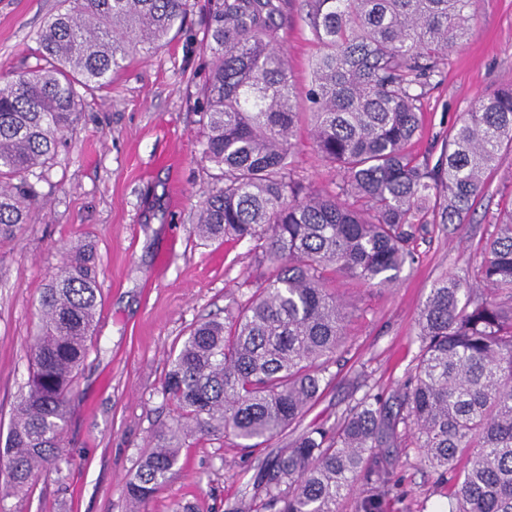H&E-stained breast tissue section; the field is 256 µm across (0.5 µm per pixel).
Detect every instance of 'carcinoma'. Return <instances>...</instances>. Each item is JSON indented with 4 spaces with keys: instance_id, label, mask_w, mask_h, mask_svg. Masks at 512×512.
<instances>
[{
    "instance_id": "obj_1",
    "label": "carcinoma",
    "mask_w": 512,
    "mask_h": 512,
    "mask_svg": "<svg viewBox=\"0 0 512 512\" xmlns=\"http://www.w3.org/2000/svg\"><path fill=\"white\" fill-rule=\"evenodd\" d=\"M475 0H208V70L198 91L201 160L222 185L198 204L194 232L253 244L271 265L224 320L205 318L170 361L163 395L177 415L158 427L125 484L137 506L180 461L181 438L232 436L255 450L297 424L328 386L352 313L331 276L392 286L414 261L413 228L430 212L464 224L484 173L512 148V87L480 98L448 133L435 164L405 145L419 128L428 81L467 35ZM305 12L316 53L299 96L277 18ZM190 0H62L39 35L42 67L0 77V236L28 223V176L54 156L81 96L124 62L162 47ZM307 116L335 190H304L292 157ZM92 244L67 249L40 299L28 389L5 442L9 480L29 490L61 460L79 367L95 326ZM419 352L397 402L370 391L333 426L298 434L260 462L253 485L268 512H337L358 478L373 486L361 512H383L396 490L391 449L412 431L423 462L447 489L442 512H512V211L499 218L472 276L437 280L418 315ZM467 459V467L458 461Z\"/></svg>"
}]
</instances>
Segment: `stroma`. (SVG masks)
I'll return each instance as SVG.
<instances>
[{"instance_id":"stroma-1","label":"stroma","mask_w":512,"mask_h":512,"mask_svg":"<svg viewBox=\"0 0 512 512\" xmlns=\"http://www.w3.org/2000/svg\"><path fill=\"white\" fill-rule=\"evenodd\" d=\"M205 3L193 0L166 46L130 57L108 86L84 93L78 121L34 182L29 224L0 238V458L29 378L39 299L71 244H94L101 292L90 352L71 396L63 461L41 469L26 495L0 499V512H130L124 482L153 430L174 416L162 394L170 350L201 319L234 309L244 279L268 272L249 243L205 241L192 232L196 207L218 175L200 161L195 96L206 72ZM59 6V0H0V74L39 66L38 35ZM279 35L297 92L305 94L316 47L300 10L281 19ZM510 85L512 0H478L467 36L426 88L411 156L436 162L459 116ZM298 138L294 167L304 187L332 190L333 172L318 157L309 124H301ZM509 210L512 149L506 147L470 224L455 234L444 224L416 225V260L393 287L333 282L353 313L347 346L321 398L272 441L269 454L285 452L303 430L332 426L365 391L389 399L401 390L418 354L417 313L433 282L471 273L496 216ZM257 461L234 437L189 436L145 512H176L185 504L193 512H246ZM393 463L402 485L386 512H436L441 492L417 448L404 443Z\"/></svg>"}]
</instances>
